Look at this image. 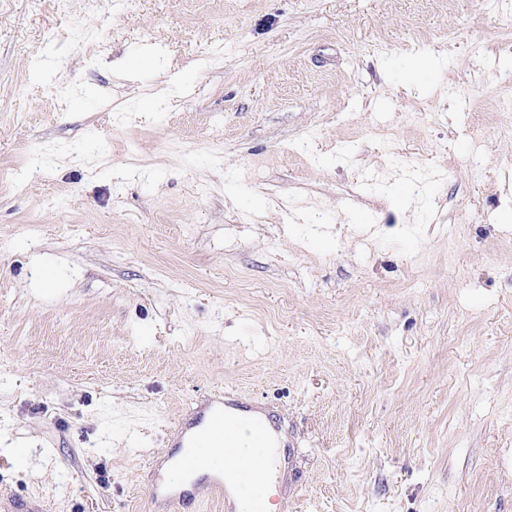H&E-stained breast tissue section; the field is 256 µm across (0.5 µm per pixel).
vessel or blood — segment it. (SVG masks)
I'll use <instances>...</instances> for the list:
<instances>
[{
	"mask_svg": "<svg viewBox=\"0 0 512 512\" xmlns=\"http://www.w3.org/2000/svg\"><path fill=\"white\" fill-rule=\"evenodd\" d=\"M273 427L270 419L258 416L254 406L238 397L210 394L179 420L174 434V447L187 451L180 464L195 472L196 480L187 488L156 482L149 490L152 502L161 505L163 512H182L187 498L210 495L223 500L225 512H265L259 498L237 502L224 482L223 471L212 468L208 453L217 446L234 447L238 429L262 435ZM0 512H45V508L37 498L1 493Z\"/></svg>",
	"mask_w": 512,
	"mask_h": 512,
	"instance_id": "vessel-or-blood-1",
	"label": "vessel or blood"
}]
</instances>
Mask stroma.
<instances>
[{
    "mask_svg": "<svg viewBox=\"0 0 512 512\" xmlns=\"http://www.w3.org/2000/svg\"><path fill=\"white\" fill-rule=\"evenodd\" d=\"M510 34L0 0V492L155 512L142 456L220 389L287 435L280 512H512Z\"/></svg>",
    "mask_w": 512,
    "mask_h": 512,
    "instance_id": "stroma-1",
    "label": "stroma"
}]
</instances>
